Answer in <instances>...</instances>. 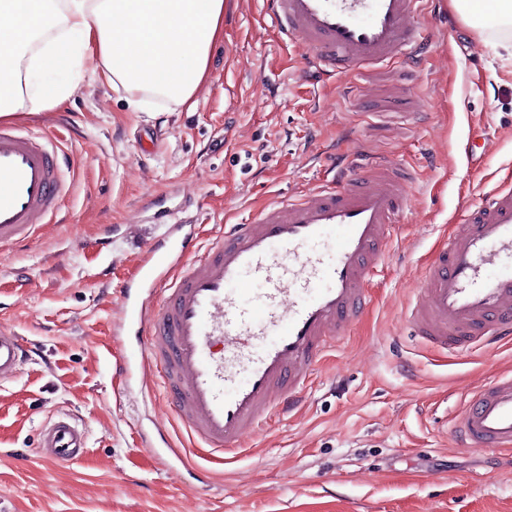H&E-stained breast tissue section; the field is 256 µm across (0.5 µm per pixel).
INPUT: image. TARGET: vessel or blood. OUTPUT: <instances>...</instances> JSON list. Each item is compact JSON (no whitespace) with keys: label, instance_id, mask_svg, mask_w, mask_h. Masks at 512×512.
Here are the masks:
<instances>
[{"label":"vessel or blood","instance_id":"obj_1","mask_svg":"<svg viewBox=\"0 0 512 512\" xmlns=\"http://www.w3.org/2000/svg\"><path fill=\"white\" fill-rule=\"evenodd\" d=\"M433 0H263L282 41L306 52L304 76L369 72L377 79L430 40ZM65 156L54 139L0 123V246L20 245L56 215ZM338 171L259 213L225 225L204 252L195 227L172 225L141 266L145 298L121 290L114 334L136 328L141 372L160 373L167 405L195 446L238 455L247 433L300 406L307 379L357 322L366 286L383 265L409 205L411 171L362 145L331 160ZM455 231L429 261L407 309L422 342L462 353L512 336V185L460 210ZM31 351L0 327V382ZM467 448L512 447V371L466 397L454 419ZM48 463L87 446L74 418H50L39 442Z\"/></svg>","mask_w":512,"mask_h":512}]
</instances>
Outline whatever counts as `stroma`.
I'll list each match as a JSON object with an SVG mask.
<instances>
[{"instance_id": "1", "label": "stroma", "mask_w": 512, "mask_h": 512, "mask_svg": "<svg viewBox=\"0 0 512 512\" xmlns=\"http://www.w3.org/2000/svg\"><path fill=\"white\" fill-rule=\"evenodd\" d=\"M498 14L484 0L477 25L440 0L422 20L432 37L411 106L382 85L362 97L306 84L301 48L279 40L262 0H225L196 111H133L87 73L55 109L19 116L73 170L57 217L0 247V325L35 346L0 384V512H512V455L460 447L452 429L469 392L512 370V342L447 355L404 317L458 209L512 182V26ZM486 138V163L468 164L465 146ZM357 140L415 172L364 315L300 413L272 417L237 459L190 451L162 387L113 370L137 352L112 326L120 288L167 230L158 214L184 208L205 250L224 225L314 187L327 151ZM59 412L87 447L53 466L38 440Z\"/></svg>"}]
</instances>
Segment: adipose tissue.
I'll return each mask as SVG.
<instances>
[{
  "instance_id": "1",
  "label": "adipose tissue",
  "mask_w": 512,
  "mask_h": 512,
  "mask_svg": "<svg viewBox=\"0 0 512 512\" xmlns=\"http://www.w3.org/2000/svg\"><path fill=\"white\" fill-rule=\"evenodd\" d=\"M224 0H0V120L61 104L84 61L133 109L194 110Z\"/></svg>"
}]
</instances>
